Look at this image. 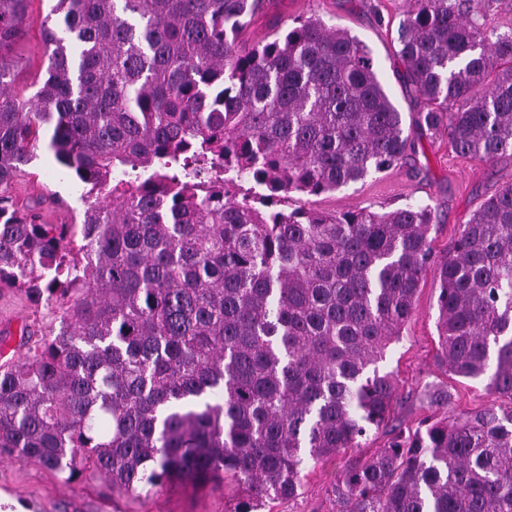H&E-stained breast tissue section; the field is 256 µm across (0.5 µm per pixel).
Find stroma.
<instances>
[{
    "instance_id": "stroma-1",
    "label": "stroma",
    "mask_w": 512,
    "mask_h": 512,
    "mask_svg": "<svg viewBox=\"0 0 512 512\" xmlns=\"http://www.w3.org/2000/svg\"><path fill=\"white\" fill-rule=\"evenodd\" d=\"M53 0H34L24 24V33L8 55L21 63L16 93L31 96L47 67L41 37V21ZM404 0H266L244 33L248 43L266 40L276 27L287 26L297 16L318 14L329 24L340 26L362 40L375 60L377 75L391 94L404 119H411L422 108L412 87L398 77L402 64L395 54L390 32L381 26L384 17L399 13ZM512 184V157L488 164L457 156L445 134L425 135L416 151L400 168L372 174L363 181L332 194L318 197L295 194L292 205L342 213L360 207L385 211L407 203L431 204L439 226L431 232L434 247L445 252L479 204L501 186ZM19 202L36 199L45 202L44 216L52 224L81 223L87 199L75 178L59 167L51 152L38 148L37 157L8 186ZM437 297L432 280H425L415 298V312L403 329L401 340L389 349L381 364L393 373L398 383L399 403L395 417L402 432H414L430 410L419 397L434 386L451 394L448 411L463 415L491 403L484 385L448 375L436 361ZM47 308H33L12 291L0 292V364L18 358L22 329L40 336L51 323ZM388 438L386 431L370 433L360 447L349 449L326 462L307 467L304 490L298 498L277 504L273 512H342L332 492L342 471L366 462ZM7 495L26 512H229L240 494L232 479L224 483H177L163 492L137 498L113 493L105 479L85 474L76 483H64L53 471L35 462H21L0 456V495Z\"/></svg>"
}]
</instances>
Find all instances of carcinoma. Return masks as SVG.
I'll return each instance as SVG.
<instances>
[{"instance_id": "carcinoma-1", "label": "carcinoma", "mask_w": 512, "mask_h": 512, "mask_svg": "<svg viewBox=\"0 0 512 512\" xmlns=\"http://www.w3.org/2000/svg\"><path fill=\"white\" fill-rule=\"evenodd\" d=\"M31 3L0 0V55ZM263 3L56 0L34 95L0 59V186L49 130L93 199L50 224L0 195V288L59 319L0 365V454L139 497L229 476L232 512L293 499L310 463L388 423L379 363L431 275L437 361L494 402L393 434L333 493L345 512H512V184L443 255L429 204L288 209L402 166L415 139L347 30L313 13L243 41ZM495 5L408 0L396 30L418 125L486 163L512 157V30L481 22Z\"/></svg>"}]
</instances>
